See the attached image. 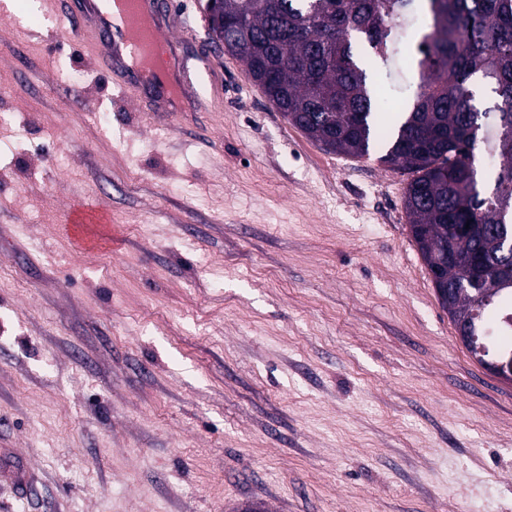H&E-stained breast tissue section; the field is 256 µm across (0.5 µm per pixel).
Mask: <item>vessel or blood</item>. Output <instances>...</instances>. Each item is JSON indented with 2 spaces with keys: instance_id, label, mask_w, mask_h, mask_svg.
<instances>
[{
  "instance_id": "vessel-or-blood-1",
  "label": "vessel or blood",
  "mask_w": 512,
  "mask_h": 512,
  "mask_svg": "<svg viewBox=\"0 0 512 512\" xmlns=\"http://www.w3.org/2000/svg\"><path fill=\"white\" fill-rule=\"evenodd\" d=\"M166 16L161 0H72L64 25L72 35L93 40L105 70L119 69L136 88H154V97L142 102L141 111L174 113L185 109L180 71L153 63L171 41ZM109 220L106 210L76 206L66 217V230L80 239L87 225Z\"/></svg>"
}]
</instances>
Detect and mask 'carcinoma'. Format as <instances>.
Listing matches in <instances>:
<instances>
[{
  "label": "carcinoma",
  "mask_w": 512,
  "mask_h": 512,
  "mask_svg": "<svg viewBox=\"0 0 512 512\" xmlns=\"http://www.w3.org/2000/svg\"><path fill=\"white\" fill-rule=\"evenodd\" d=\"M237 35L235 55L288 121L328 150L352 157L384 145L380 161L408 171L403 205L427 267L454 249L512 273V0H206ZM426 19L406 39L401 26ZM367 44L384 65L415 62L413 102L392 116L358 62ZM494 95L479 107L475 87ZM454 312L471 313L476 287L452 265ZM448 302L441 303L448 310Z\"/></svg>",
  "instance_id": "cac0c4a2"
}]
</instances>
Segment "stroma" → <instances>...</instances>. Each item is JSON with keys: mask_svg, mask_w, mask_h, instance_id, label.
I'll return each instance as SVG.
<instances>
[{"mask_svg": "<svg viewBox=\"0 0 512 512\" xmlns=\"http://www.w3.org/2000/svg\"><path fill=\"white\" fill-rule=\"evenodd\" d=\"M172 0L186 112L140 111L66 0L0 10V512H512L406 171L294 127ZM107 113L100 126L97 113ZM104 209L86 242L71 207Z\"/></svg>", "mask_w": 512, "mask_h": 512, "instance_id": "35a3bbf8", "label": "stroma"}]
</instances>
